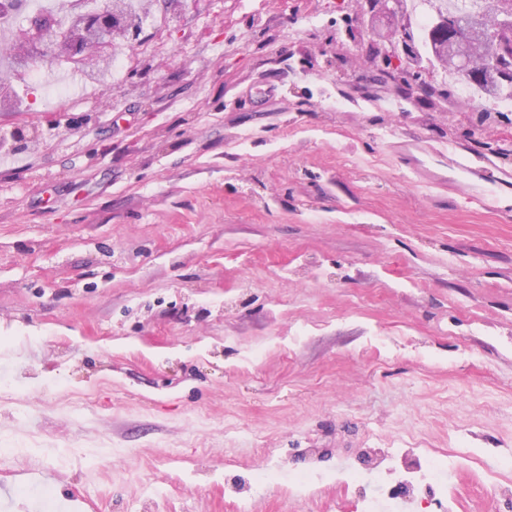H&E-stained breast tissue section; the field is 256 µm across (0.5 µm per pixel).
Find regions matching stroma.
Returning <instances> with one entry per match:
<instances>
[{"instance_id": "1", "label": "stroma", "mask_w": 512, "mask_h": 512, "mask_svg": "<svg viewBox=\"0 0 512 512\" xmlns=\"http://www.w3.org/2000/svg\"><path fill=\"white\" fill-rule=\"evenodd\" d=\"M365 12L153 0L105 82L12 77L0 128L39 142L0 154V512H351L371 448L475 452L448 486L484 512L512 105L369 58Z\"/></svg>"}]
</instances>
